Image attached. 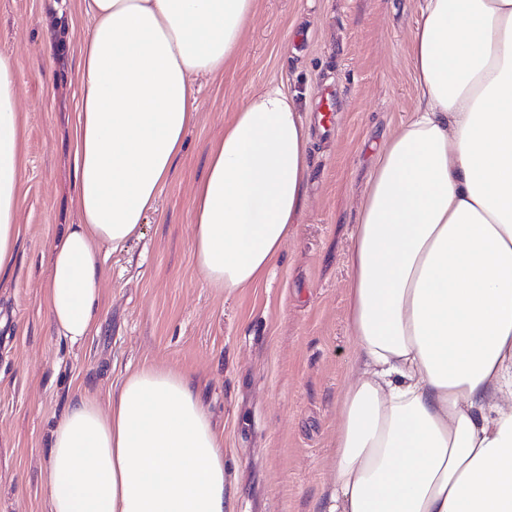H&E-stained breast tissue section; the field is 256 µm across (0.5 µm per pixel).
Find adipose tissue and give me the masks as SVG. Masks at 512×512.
Instances as JSON below:
<instances>
[{
	"mask_svg": "<svg viewBox=\"0 0 512 512\" xmlns=\"http://www.w3.org/2000/svg\"><path fill=\"white\" fill-rule=\"evenodd\" d=\"M257 0H80L79 221L50 248L56 336L97 330L103 247L142 235L198 115L195 82L239 56ZM417 108L376 154L350 248L353 364L336 402L322 512H512V0H422ZM0 49V275L12 267L23 125ZM310 123L270 83L208 146L192 207L202 282H265L299 224ZM48 512H236L191 376L145 364L107 409L52 427Z\"/></svg>",
	"mask_w": 512,
	"mask_h": 512,
	"instance_id": "obj_1",
	"label": "adipose tissue"
}]
</instances>
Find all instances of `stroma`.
<instances>
[{"label": "stroma", "instance_id": "35a3bbf8", "mask_svg": "<svg viewBox=\"0 0 512 512\" xmlns=\"http://www.w3.org/2000/svg\"><path fill=\"white\" fill-rule=\"evenodd\" d=\"M78 0H0V49L17 60L24 121L15 263L0 280V512H47V436L72 398L107 406L127 370L191 375L238 475V512H320L332 481L336 399L354 357L347 325L351 234L381 142L417 106L410 41L419 0H259L237 60L202 80L198 120L139 240L103 248L99 329L74 345L44 298L54 237L77 223L71 131L79 105ZM75 15L70 48L45 21ZM310 93L302 222L267 283L230 297L192 259V200L208 144L270 82ZM335 92L330 122L322 92Z\"/></svg>", "mask_w": 512, "mask_h": 512}]
</instances>
